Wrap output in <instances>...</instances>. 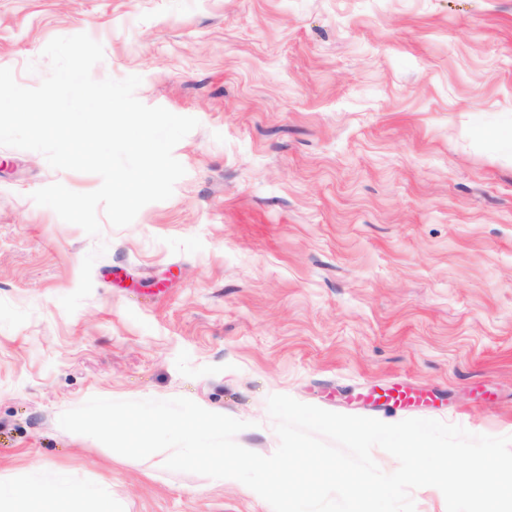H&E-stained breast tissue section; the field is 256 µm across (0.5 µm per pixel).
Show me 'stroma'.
I'll list each match as a JSON object with an SVG mask.
<instances>
[{
    "label": "stroma",
    "mask_w": 512,
    "mask_h": 512,
    "mask_svg": "<svg viewBox=\"0 0 512 512\" xmlns=\"http://www.w3.org/2000/svg\"><path fill=\"white\" fill-rule=\"evenodd\" d=\"M79 33L94 79L199 125L172 197L96 237L31 195L98 175L0 146V480L272 512L63 430L93 396L189 398L263 456L273 394L512 436V0H0V67L38 86ZM393 386L429 407L361 399Z\"/></svg>",
    "instance_id": "35a3bbf8"
}]
</instances>
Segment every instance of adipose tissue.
<instances>
[{"mask_svg":"<svg viewBox=\"0 0 512 512\" xmlns=\"http://www.w3.org/2000/svg\"><path fill=\"white\" fill-rule=\"evenodd\" d=\"M31 504L34 512H61L64 505L82 503L90 512H112L110 498L99 490L75 482L62 469L54 470L51 478L34 483L0 482V502Z\"/></svg>","mask_w":512,"mask_h":512,"instance_id":"obj_1","label":"adipose tissue"}]
</instances>
